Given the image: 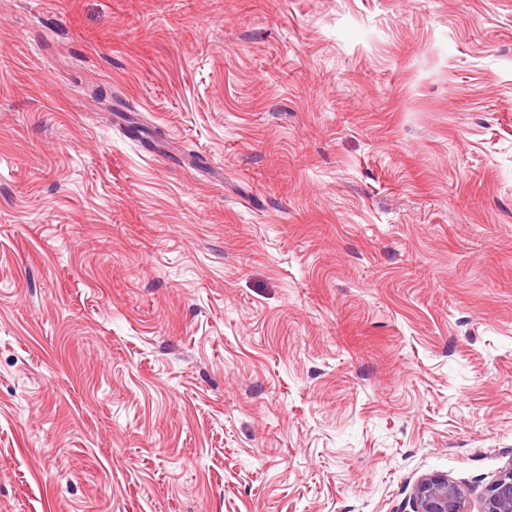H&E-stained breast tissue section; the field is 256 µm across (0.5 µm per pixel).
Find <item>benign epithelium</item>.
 I'll return each mask as SVG.
<instances>
[{
	"instance_id": "7a95c632",
	"label": "benign epithelium",
	"mask_w": 512,
	"mask_h": 512,
	"mask_svg": "<svg viewBox=\"0 0 512 512\" xmlns=\"http://www.w3.org/2000/svg\"><path fill=\"white\" fill-rule=\"evenodd\" d=\"M409 504L411 512H512V466L485 487L475 511L460 485L440 473L420 477Z\"/></svg>"
}]
</instances>
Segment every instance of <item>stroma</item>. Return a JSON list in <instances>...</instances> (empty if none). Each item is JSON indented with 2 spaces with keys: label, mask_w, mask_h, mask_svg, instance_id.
I'll return each mask as SVG.
<instances>
[{
  "label": "stroma",
  "mask_w": 512,
  "mask_h": 512,
  "mask_svg": "<svg viewBox=\"0 0 512 512\" xmlns=\"http://www.w3.org/2000/svg\"><path fill=\"white\" fill-rule=\"evenodd\" d=\"M510 465L512 0H0V512Z\"/></svg>",
  "instance_id": "1"
}]
</instances>
